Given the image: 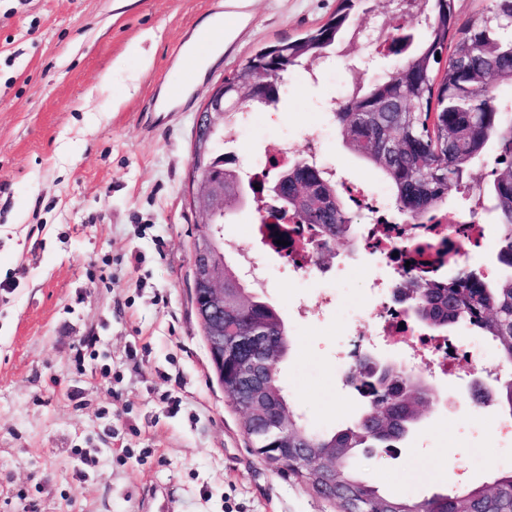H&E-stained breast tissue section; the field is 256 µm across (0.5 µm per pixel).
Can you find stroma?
<instances>
[{"label":"stroma","mask_w":512,"mask_h":512,"mask_svg":"<svg viewBox=\"0 0 512 512\" xmlns=\"http://www.w3.org/2000/svg\"><path fill=\"white\" fill-rule=\"evenodd\" d=\"M338 0H250L236 37L177 99L170 78L224 0H0V512H338L250 453L191 299L188 203L196 115L260 47L294 40ZM290 72L276 106L224 150L254 159L320 136L323 167L389 194L346 147L327 108L349 59ZM471 268L497 284L501 230ZM263 299L293 342L278 365L314 431L354 420L336 359L380 303L392 270L336 241L299 279L255 246ZM435 398L392 452L357 451L382 490L421 501L512 469V413L474 400L470 377H427ZM461 468H449V458Z\"/></svg>","instance_id":"stroma-1"}]
</instances>
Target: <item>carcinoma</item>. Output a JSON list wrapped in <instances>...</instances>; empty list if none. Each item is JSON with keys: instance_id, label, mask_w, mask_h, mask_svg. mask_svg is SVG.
Returning a JSON list of instances; mask_svg holds the SVG:
<instances>
[{"instance_id": "carcinoma-1", "label": "carcinoma", "mask_w": 512, "mask_h": 512, "mask_svg": "<svg viewBox=\"0 0 512 512\" xmlns=\"http://www.w3.org/2000/svg\"><path fill=\"white\" fill-rule=\"evenodd\" d=\"M356 0H339L333 16L317 29L286 44L257 50L237 72L224 78V99L230 103L238 90L255 82L267 91L266 106L278 103L284 74L294 68L309 70L314 61L351 44L357 23ZM424 36L394 28L381 56L398 57L393 70L352 85L344 108L333 112L350 151L379 171L388 182L396 210L411 220L443 209L448 195L461 188L488 198L502 237L498 260L512 268V113L499 98V86H512V0H490L485 15L459 26L454 0H429ZM497 156L492 181L468 184L473 165L487 160L489 146ZM211 166L224 170V224L236 209L239 174L210 157ZM288 216L296 224H310L331 240L358 241L355 210L341 197L335 181L306 164L288 165ZM403 286L411 293L414 317L433 329L463 324L496 342L499 359L512 366V277L490 285L465 263L454 265L446 279L423 270L407 274ZM224 287L240 302V310L224 316V342L264 329L283 337L268 380L274 394L269 413L288 418L293 441L329 461L358 495L362 512H512V470L489 485H464L452 494L435 493L416 502L394 492H382L356 469L360 448H394L415 426L420 407L431 390L420 379L389 365L383 379L397 396L387 397L373 384L357 388L363 406L357 420L330 433L310 430L284 393L278 363L288 354V338L277 309L262 299L239 274V262L224 254ZM254 453L278 470L280 444L270 433L253 435Z\"/></svg>"}]
</instances>
